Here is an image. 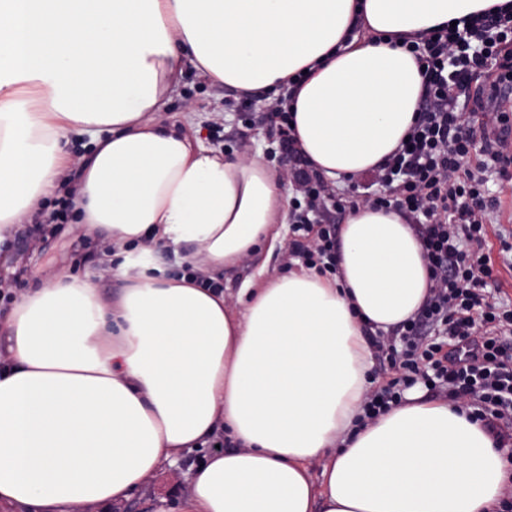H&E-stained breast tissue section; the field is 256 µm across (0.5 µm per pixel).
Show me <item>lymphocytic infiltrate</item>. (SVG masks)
Returning a JSON list of instances; mask_svg holds the SVG:
<instances>
[{
    "label": "lymphocytic infiltrate",
    "instance_id": "f902f5d3",
    "mask_svg": "<svg viewBox=\"0 0 512 512\" xmlns=\"http://www.w3.org/2000/svg\"><path fill=\"white\" fill-rule=\"evenodd\" d=\"M421 67L424 93L415 126L377 172L382 191L372 206L405 214L429 258V295L417 316L381 335L375 355L386 384L363 406L375 418L422 382L434 395L453 397L458 410L480 420L500 442L512 441V308L488 252L496 202L485 174L512 169V158L490 151L474 117L483 108L472 88L489 75L490 89L512 82V15L492 12L464 29L432 30L406 41ZM268 111L292 161L303 203L294 215L289 255L319 273L336 270L337 227L330 222L335 190L312 173L295 146L290 99Z\"/></svg>",
    "mask_w": 512,
    "mask_h": 512
}]
</instances>
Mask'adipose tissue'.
<instances>
[{
  "label": "adipose tissue",
  "instance_id": "obj_1",
  "mask_svg": "<svg viewBox=\"0 0 512 512\" xmlns=\"http://www.w3.org/2000/svg\"><path fill=\"white\" fill-rule=\"evenodd\" d=\"M511 3L0 0V243L45 220L67 132H91L72 210L125 282L106 298L58 274L0 317V512L128 501L220 433L230 448L195 468L179 512H495L506 462L481 422L421 391L364 416L365 328L415 317L430 285L406 219L356 207L335 275L270 277L256 257L282 246L289 198L273 169L155 114L186 62L258 97L284 87L302 156L355 180L416 120L401 39ZM248 259L235 297L195 278Z\"/></svg>",
  "mask_w": 512,
  "mask_h": 512
}]
</instances>
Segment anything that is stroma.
Listing matches in <instances>:
<instances>
[{"label": "stroma", "mask_w": 512, "mask_h": 512, "mask_svg": "<svg viewBox=\"0 0 512 512\" xmlns=\"http://www.w3.org/2000/svg\"><path fill=\"white\" fill-rule=\"evenodd\" d=\"M267 107V101L248 99L236 89L210 84L187 64L157 117L167 124L178 123L186 110H193L205 145L222 148L231 156L262 155L282 178L289 163L269 131ZM82 237L77 224L30 225L0 251V277L12 279V291L17 296L61 272L89 276L107 294L123 287L117 275L99 272L95 250L81 247ZM211 452L208 446L193 451L182 463L162 469L129 501L93 507L89 512H178L193 466Z\"/></svg>", "instance_id": "obj_1"}]
</instances>
